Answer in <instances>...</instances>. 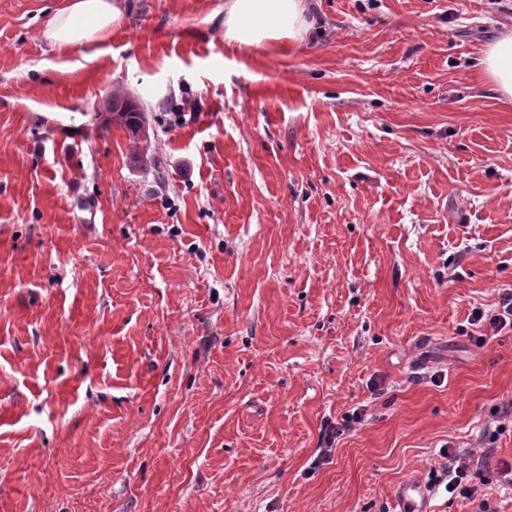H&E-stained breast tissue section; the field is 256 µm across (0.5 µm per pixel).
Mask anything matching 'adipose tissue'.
Listing matches in <instances>:
<instances>
[{"label": "adipose tissue", "mask_w": 512, "mask_h": 512, "mask_svg": "<svg viewBox=\"0 0 512 512\" xmlns=\"http://www.w3.org/2000/svg\"><path fill=\"white\" fill-rule=\"evenodd\" d=\"M306 0H226L224 41L239 49L298 43L312 30ZM122 16L121 0H66L44 37L58 48L93 41ZM481 66L504 96L512 98V33L491 43Z\"/></svg>", "instance_id": "1"}]
</instances>
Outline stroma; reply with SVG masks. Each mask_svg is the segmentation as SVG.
Returning <instances> with one entry per match:
<instances>
[{
	"instance_id": "obj_1",
	"label": "stroma",
	"mask_w": 512,
	"mask_h": 512,
	"mask_svg": "<svg viewBox=\"0 0 512 512\" xmlns=\"http://www.w3.org/2000/svg\"><path fill=\"white\" fill-rule=\"evenodd\" d=\"M0 0V512H396L443 449L512 512V100L495 0ZM135 99L144 136L113 123ZM360 412L329 456L326 420ZM122 0H67L43 35L59 49L93 41L122 16ZM305 0H226L224 42L238 49L300 43L313 29ZM480 62L487 78L512 100V33L491 43ZM106 112L119 115L121 124L136 135L144 124L143 111L139 103L126 95L112 94L106 103ZM499 308L493 312L485 314L484 310L476 308L472 313L471 325H480L483 318L486 316L491 328L500 331L507 326V319L509 326L512 327V289L504 288L499 298Z\"/></svg>"
}]
</instances>
